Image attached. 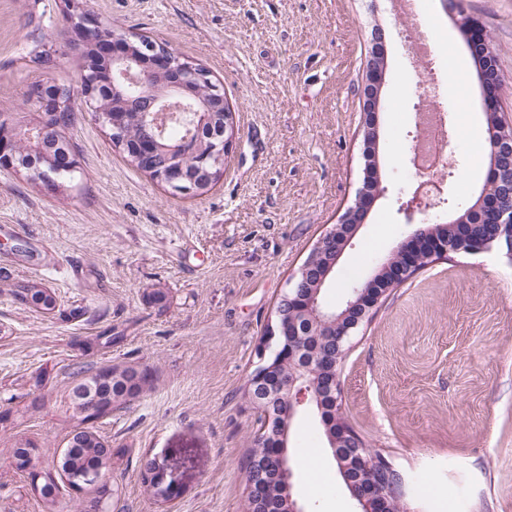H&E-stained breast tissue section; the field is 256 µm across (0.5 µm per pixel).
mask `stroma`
I'll return each instance as SVG.
<instances>
[{"mask_svg": "<svg viewBox=\"0 0 512 512\" xmlns=\"http://www.w3.org/2000/svg\"><path fill=\"white\" fill-rule=\"evenodd\" d=\"M123 32L166 44L206 68L235 113L239 138L201 195L134 167L89 109L75 113L73 179L54 188L0 167V512H40L9 450L32 440L51 465L77 372L115 363L150 368L153 389L97 426L125 457L107 474V512H244L243 463L257 416L241 388L288 279L350 206L363 179L362 93L370 52L388 60L378 178L386 189L325 289L348 286L412 231L397 209L415 185L408 152L417 115L448 112L455 140L444 216L475 201L489 143L480 84L458 11L486 28L512 118V0H413L434 45L440 88L413 91L412 18L396 0H78ZM67 0H0V115L29 122L34 85H72L83 68L67 44ZM53 50L54 65L35 58ZM460 58L459 78L448 62ZM39 278L57 308L15 294ZM163 299L151 301L153 292ZM111 333L103 348L93 339ZM43 376V408L23 415ZM338 400L355 434L399 474L408 512H512V258L453 253L388 291L355 330L338 369ZM294 491L306 512H358L318 419L294 422ZM317 458L320 469L304 463ZM165 460L176 493L163 500L141 461Z\"/></svg>", "mask_w": 512, "mask_h": 512, "instance_id": "obj_1", "label": "stroma"}]
</instances>
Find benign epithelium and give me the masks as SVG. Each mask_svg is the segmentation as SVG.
Instances as JSON below:
<instances>
[{"label":"benign epithelium","mask_w":512,"mask_h":512,"mask_svg":"<svg viewBox=\"0 0 512 512\" xmlns=\"http://www.w3.org/2000/svg\"><path fill=\"white\" fill-rule=\"evenodd\" d=\"M71 40L88 42L94 45L99 54L107 55L112 62V88L123 89L138 97L150 94L152 83L158 76L172 75L167 82L165 99L156 98L147 103L141 111V120L149 133L137 144L136 153L148 156L154 153L158 137L166 128V120L181 115L197 129L201 130L207 122V113H224V138L215 145L210 153L198 157L197 163H209L214 167L224 165V156L235 139L232 113L221 96L213 97L206 103L204 110L192 106V100L200 97V86L212 83L209 73L196 63L184 57H176L166 46L148 40L134 33L114 35L110 38L98 36L99 22L81 11L67 16ZM457 26L464 36L470 50L477 48L488 52L485 30L481 23L458 10ZM387 58L374 53L366 65L364 95L368 98V112H378L383 108L382 90L386 84ZM484 92L483 106L486 116L492 118V129L497 135L489 141L488 177L494 191L481 187L474 204L460 210L450 223L458 225L456 246L449 247L436 240V234L427 228L430 212L448 203L447 175L437 181L415 189L412 196L398 208L404 223L414 225L411 236L401 242L392 253L379 260L377 273L389 270L392 255L401 252L405 256L407 271L419 267L421 257L431 260L447 255L449 252L479 254L494 247H503L506 255L512 256V121L504 118L498 109L501 80L493 75L482 82ZM41 108L45 111V126L38 133H24L16 127H9V137L0 134V164L10 166L13 161L14 144L23 136L43 139L59 106L51 97L38 90L34 93ZM378 133L376 123L368 119L364 122V176L362 187L358 190L355 202L341 216L339 222L314 246L315 253L321 255L324 265L317 270L305 263L299 272L289 280L288 289L280 300L287 303L295 313H301L315 321H325L336 328L337 355L347 352V342L363 319L377 306L385 288L376 287V276L353 284L345 301L346 308L340 314L329 315L319 301L321 289L343 254L345 247L365 223L373 203L380 196L379 183L375 179L376 144ZM163 184L181 193L194 191L193 179L181 167H171L165 174ZM305 331L298 323H288L282 318L280 309L274 311V324L269 326L267 334L258 347L260 363L250 375L249 404L260 414V426L257 436L265 439H277L281 467H286L282 440L285 438L282 421L267 410L269 403L276 399L288 406V417H293L306 404L322 406L323 391L332 396L338 392L337 377L321 379L323 366L316 362V356H309L298 339ZM287 359L300 364V372L286 380L271 378L275 360ZM323 423L329 428L332 447L338 443L353 442L355 436L340 420L328 415L322 416ZM382 465L395 481L389 485L376 486L364 484L357 492L360 501L368 506V512H381V505L398 495L401 478L387 461ZM146 482L154 490L167 497L176 492L175 479L165 462L156 461L154 468L146 474Z\"/></svg>","instance_id":"obj_1"}]
</instances>
